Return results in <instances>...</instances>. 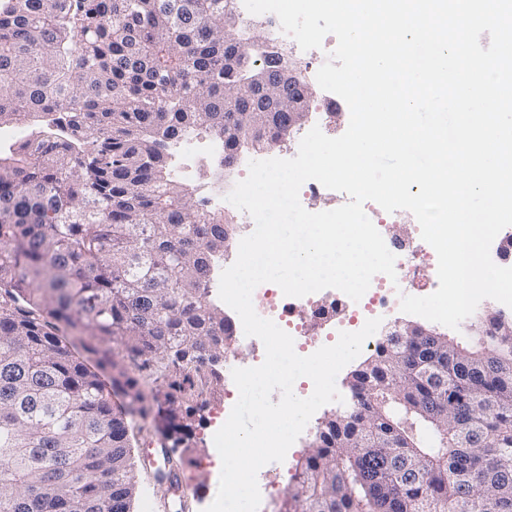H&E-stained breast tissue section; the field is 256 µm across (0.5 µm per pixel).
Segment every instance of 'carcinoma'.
I'll return each instance as SVG.
<instances>
[{
	"label": "carcinoma",
	"instance_id": "obj_1",
	"mask_svg": "<svg viewBox=\"0 0 512 512\" xmlns=\"http://www.w3.org/2000/svg\"><path fill=\"white\" fill-rule=\"evenodd\" d=\"M226 14L227 0H0V122L59 129L0 148V512H131L133 421L163 398L175 448L224 385L212 357L233 331L207 285L226 229L166 150L191 125L224 134L227 92L270 66L226 37ZM287 94L251 88L248 129L284 126L301 83ZM468 331L376 348L381 403L354 395L322 425L279 512H512V316L477 313ZM116 346L138 376H112ZM365 410L412 447L333 444ZM180 467L167 457L156 481Z\"/></svg>",
	"mask_w": 512,
	"mask_h": 512
}]
</instances>
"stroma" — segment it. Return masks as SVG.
Wrapping results in <instances>:
<instances>
[{
	"instance_id": "obj_1",
	"label": "stroma",
	"mask_w": 512,
	"mask_h": 512,
	"mask_svg": "<svg viewBox=\"0 0 512 512\" xmlns=\"http://www.w3.org/2000/svg\"><path fill=\"white\" fill-rule=\"evenodd\" d=\"M368 352H361L359 357L347 364L336 378V386L342 396L341 401L331 402L318 409L307 426L295 441L289 451L288 468L270 473L272 483L283 482L288 470L296 469L307 455L315 434L324 418L342 414L344 402L350 399V381L355 371L362 368ZM238 389L232 382H225L218 393L211 398L204 412V421L201 426L194 429L192 447H174V433L172 421L164 402H157L144 422V428L136 435L134 448L135 456H142L144 449H151L155 455V466L163 467V448H171L173 456L182 458L183 464L180 477L188 487L186 496L177 498L167 491L165 486L159 485L153 478L154 468H142L137 472V494L133 501L132 512H205L214 501L218 483L213 478L216 466V457L212 453V439L214 434L223 426L224 417L230 414L238 400Z\"/></svg>"
}]
</instances>
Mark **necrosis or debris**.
I'll list each match as a JSON object with an SVG mask.
<instances>
[{
	"label": "necrosis or debris",
	"instance_id": "necrosis-or-debris-1",
	"mask_svg": "<svg viewBox=\"0 0 512 512\" xmlns=\"http://www.w3.org/2000/svg\"><path fill=\"white\" fill-rule=\"evenodd\" d=\"M171 160L176 179L193 181L203 178V190L209 212L223 213L225 197L233 187V177L224 166V138L200 131H187L171 145ZM395 277L375 275L360 301H353L337 289H325L304 297L285 296L281 289L261 284L252 293L256 313L273 321L290 334L300 352L312 354L324 346L323 338L312 336L304 326L305 318L334 319L335 332L359 331L368 319L387 318L399 303L403 288L412 285L417 266H436L437 255L399 245Z\"/></svg>",
	"mask_w": 512,
	"mask_h": 512
}]
</instances>
